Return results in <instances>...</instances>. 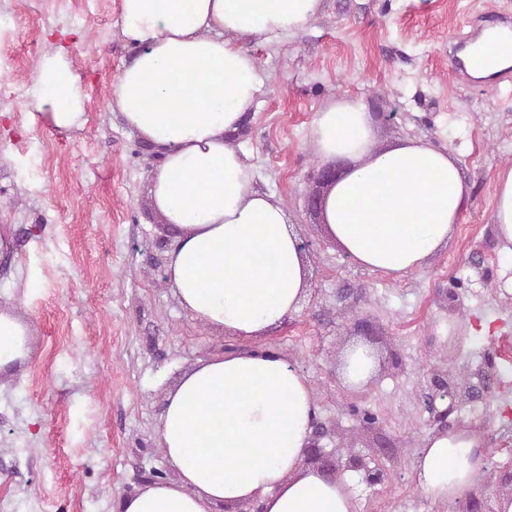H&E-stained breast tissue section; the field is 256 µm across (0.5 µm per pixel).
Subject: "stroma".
<instances>
[{"label":"stroma","instance_id":"1","mask_svg":"<svg viewBox=\"0 0 512 512\" xmlns=\"http://www.w3.org/2000/svg\"><path fill=\"white\" fill-rule=\"evenodd\" d=\"M512 0H323L302 32L247 43L267 92L238 133L261 190L308 244L310 290L263 344L306 375L339 460L361 456L384 480L351 472L355 512H460L412 478L422 438L438 430L430 368L448 373L452 429L503 443L478 497L490 512L512 459V294L493 232L494 178L512 166V80L485 91L457 81L454 46ZM63 48L87 123L52 130L29 104L35 65ZM136 48L120 0H0V305L33 330V353L0 376V512H113L166 471L156 425L167 390L198 360L241 348L178 305L164 278L172 239L149 197L154 152L113 111L112 84ZM361 99L380 146L427 138L455 153L470 199L447 250L399 278L362 269L325 235L307 197L320 162L307 140L320 108ZM378 337L381 366L348 393L347 342ZM377 420L362 428L360 411Z\"/></svg>","mask_w":512,"mask_h":512}]
</instances>
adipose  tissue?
<instances>
[{
	"label": "adipose tissue",
	"instance_id": "adipose-tissue-1",
	"mask_svg": "<svg viewBox=\"0 0 512 512\" xmlns=\"http://www.w3.org/2000/svg\"><path fill=\"white\" fill-rule=\"evenodd\" d=\"M322 0H121V33L138 49L112 84V106L158 158L153 205L173 237L165 279L193 320L241 339L296 312L309 289L301 237L286 208L256 187L234 141L268 76L245 48L303 31ZM54 129L85 123L64 50L45 52L28 91ZM308 138L343 174L323 195L327 235L352 262L385 276L422 268L448 245L470 198L458 158L423 139L381 148L362 100L316 112ZM501 254L512 257V167L495 180ZM30 324L0 309V374L32 353ZM317 399L307 377L274 349L198 361L165 395L156 426L169 477L122 495L115 512H213L256 501L264 512H353L348 475L305 465ZM486 458L469 431L426 434L416 486L454 503L482 481Z\"/></svg>",
	"mask_w": 512,
	"mask_h": 512
}]
</instances>
